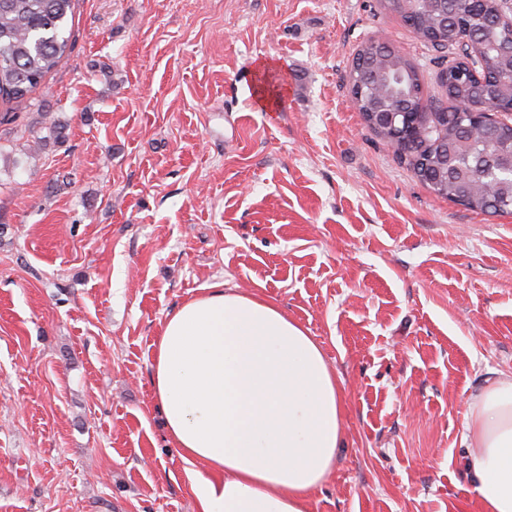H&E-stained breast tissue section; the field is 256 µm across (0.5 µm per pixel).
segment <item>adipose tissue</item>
Instances as JSON below:
<instances>
[{
  "instance_id": "1",
  "label": "adipose tissue",
  "mask_w": 512,
  "mask_h": 512,
  "mask_svg": "<svg viewBox=\"0 0 512 512\" xmlns=\"http://www.w3.org/2000/svg\"><path fill=\"white\" fill-rule=\"evenodd\" d=\"M152 389L198 512H308L343 446L340 378L274 302L214 285L168 315ZM481 512H512V380L465 416Z\"/></svg>"
}]
</instances>
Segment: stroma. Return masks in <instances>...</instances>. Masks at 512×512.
Returning a JSON list of instances; mask_svg holds the SVG:
<instances>
[{
    "label": "stroma",
    "mask_w": 512,
    "mask_h": 512,
    "mask_svg": "<svg viewBox=\"0 0 512 512\" xmlns=\"http://www.w3.org/2000/svg\"><path fill=\"white\" fill-rule=\"evenodd\" d=\"M71 49L0 124V512H196L151 375L217 282L340 375L309 512H479L471 399L512 378V215L437 197L346 79L447 53L378 0H74Z\"/></svg>",
    "instance_id": "1"
}]
</instances>
